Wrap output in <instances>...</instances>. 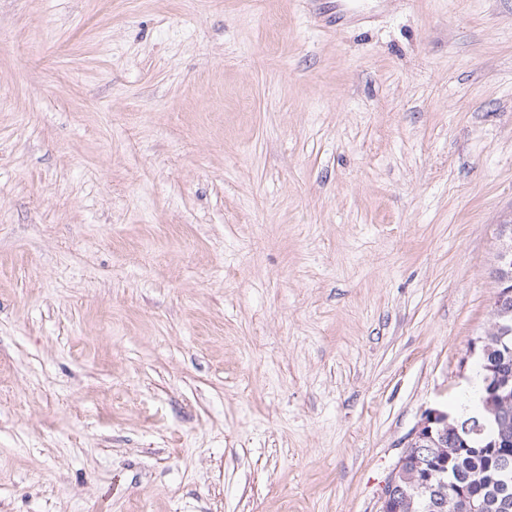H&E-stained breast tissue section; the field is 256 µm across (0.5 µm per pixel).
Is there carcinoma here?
<instances>
[{
    "mask_svg": "<svg viewBox=\"0 0 512 512\" xmlns=\"http://www.w3.org/2000/svg\"><path fill=\"white\" fill-rule=\"evenodd\" d=\"M495 335L500 343L490 342L493 354L503 361L505 371L512 374V315L497 320ZM478 385L469 401L451 406L452 418L465 422L483 409L484 363L476 366ZM457 447L432 458L434 475L427 483L420 480L414 463L400 478L406 493L403 512H433L430 508L433 496L442 491L453 512H512V478L498 477L501 460L512 457V434L501 438V429L493 417H488L485 431L480 435H454Z\"/></svg>",
    "mask_w": 512,
    "mask_h": 512,
    "instance_id": "cac0c4a2",
    "label": "carcinoma"
}]
</instances>
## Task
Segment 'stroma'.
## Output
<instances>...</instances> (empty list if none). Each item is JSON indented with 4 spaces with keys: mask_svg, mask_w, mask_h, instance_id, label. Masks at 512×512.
Instances as JSON below:
<instances>
[{
    "mask_svg": "<svg viewBox=\"0 0 512 512\" xmlns=\"http://www.w3.org/2000/svg\"><path fill=\"white\" fill-rule=\"evenodd\" d=\"M510 217L512 0H0V512H378Z\"/></svg>",
    "mask_w": 512,
    "mask_h": 512,
    "instance_id": "stroma-1",
    "label": "stroma"
}]
</instances>
